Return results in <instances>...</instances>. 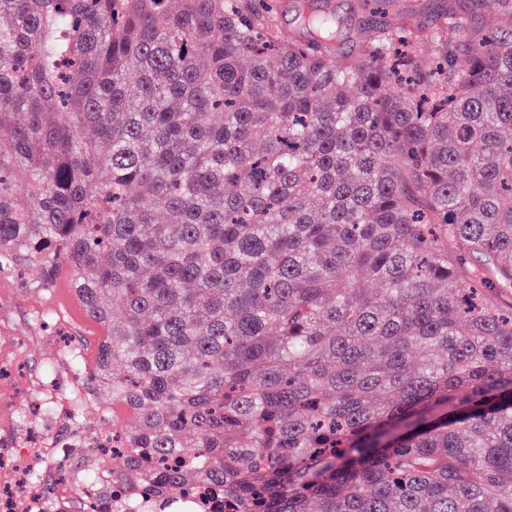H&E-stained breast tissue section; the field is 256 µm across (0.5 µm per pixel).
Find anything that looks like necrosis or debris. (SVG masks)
Wrapping results in <instances>:
<instances>
[{
	"label": "necrosis or debris",
	"instance_id": "1",
	"mask_svg": "<svg viewBox=\"0 0 512 512\" xmlns=\"http://www.w3.org/2000/svg\"><path fill=\"white\" fill-rule=\"evenodd\" d=\"M12 321L0 319V512H139L111 472L72 467L86 448L112 438L84 430L79 407L93 403L88 376L78 371L79 345L66 344L47 374H19L23 352Z\"/></svg>",
	"mask_w": 512,
	"mask_h": 512
}]
</instances>
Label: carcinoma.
Masks as SVG:
<instances>
[{"instance_id": "1", "label": "carcinoma", "mask_w": 512, "mask_h": 512, "mask_svg": "<svg viewBox=\"0 0 512 512\" xmlns=\"http://www.w3.org/2000/svg\"><path fill=\"white\" fill-rule=\"evenodd\" d=\"M444 13L383 64L252 0H0V271L70 266L154 509L512 512V28ZM253 4L259 11H267L274 23L282 30L299 32L293 11L295 2L292 0H253Z\"/></svg>"}]
</instances>
